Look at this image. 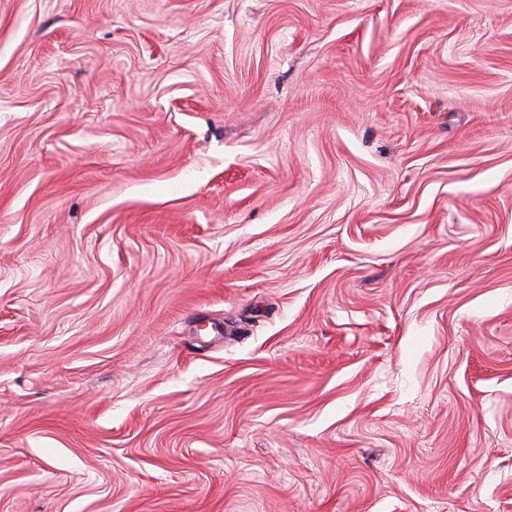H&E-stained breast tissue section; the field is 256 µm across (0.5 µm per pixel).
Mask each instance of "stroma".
I'll use <instances>...</instances> for the list:
<instances>
[{
    "label": "stroma",
    "mask_w": 512,
    "mask_h": 512,
    "mask_svg": "<svg viewBox=\"0 0 512 512\" xmlns=\"http://www.w3.org/2000/svg\"><path fill=\"white\" fill-rule=\"evenodd\" d=\"M0 512H512V0H0Z\"/></svg>",
    "instance_id": "stroma-1"
}]
</instances>
